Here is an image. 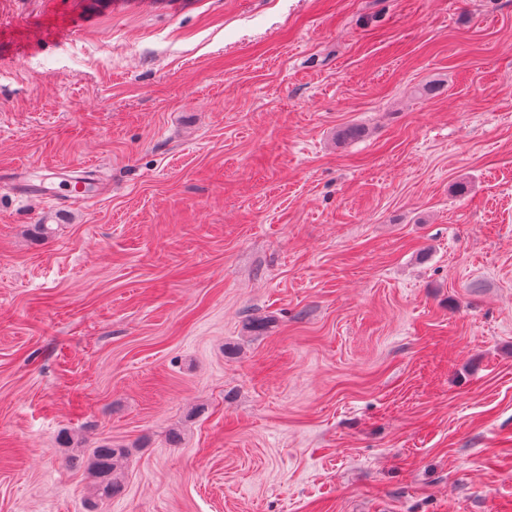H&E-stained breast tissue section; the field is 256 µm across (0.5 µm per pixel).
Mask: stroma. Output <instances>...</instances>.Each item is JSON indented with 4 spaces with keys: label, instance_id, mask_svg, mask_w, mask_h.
Segmentation results:
<instances>
[{
    "label": "stroma",
    "instance_id": "stroma-1",
    "mask_svg": "<svg viewBox=\"0 0 512 512\" xmlns=\"http://www.w3.org/2000/svg\"><path fill=\"white\" fill-rule=\"evenodd\" d=\"M0 512H512V0H0ZM89 175L78 174L63 180V185L59 193L60 200L63 202H73L83 200L84 203L90 202L91 199L85 195L86 180ZM125 455L124 448H110L107 445L93 448L89 468L96 478L93 493L95 497L108 499L121 488V462Z\"/></svg>",
    "mask_w": 512,
    "mask_h": 512
}]
</instances>
